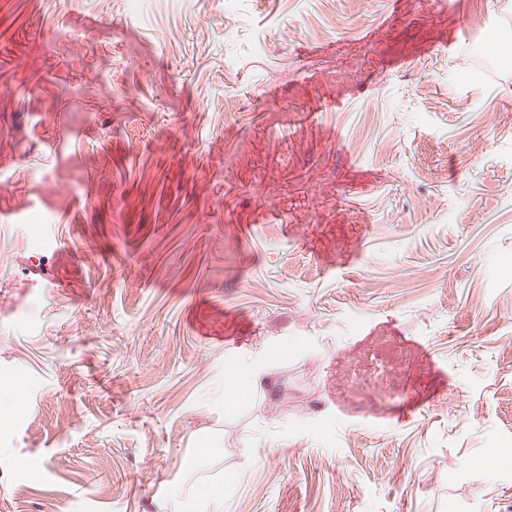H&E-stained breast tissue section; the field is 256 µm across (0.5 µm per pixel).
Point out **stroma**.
I'll return each instance as SVG.
<instances>
[{"instance_id": "1", "label": "stroma", "mask_w": 512, "mask_h": 512, "mask_svg": "<svg viewBox=\"0 0 512 512\" xmlns=\"http://www.w3.org/2000/svg\"><path fill=\"white\" fill-rule=\"evenodd\" d=\"M488 38L499 0H0V512H512ZM261 386L259 374L252 370H245L232 367L225 370L224 376V391L227 393H234L240 387H246L257 390Z\"/></svg>"}]
</instances>
